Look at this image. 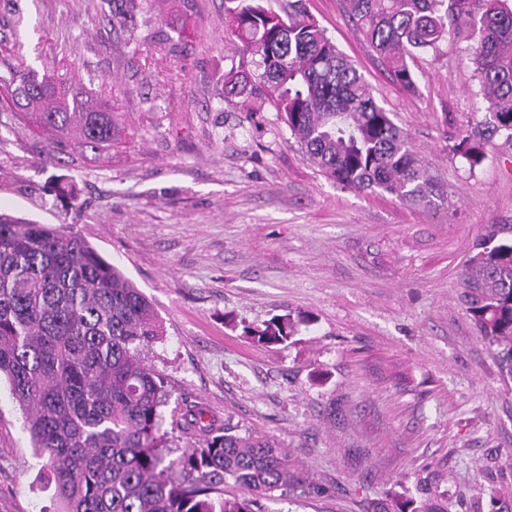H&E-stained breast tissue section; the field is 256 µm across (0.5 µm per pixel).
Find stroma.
I'll list each match as a JSON object with an SVG mask.
<instances>
[{"label":"stroma","mask_w":512,"mask_h":512,"mask_svg":"<svg viewBox=\"0 0 512 512\" xmlns=\"http://www.w3.org/2000/svg\"><path fill=\"white\" fill-rule=\"evenodd\" d=\"M305 8L408 134L444 203L343 188L270 106L225 94L224 0H0V38L39 73L91 85L120 113L111 158L53 155L0 109V208L83 237L120 265L164 330L144 352L170 400L290 448L314 484L263 512H372L402 495L512 512V381L460 302L478 239L512 225V146L453 154L483 117L465 42L416 53L392 83L345 0ZM124 12L127 31L112 27ZM299 321L288 343L244 330ZM22 412L0 385V512H60Z\"/></svg>","instance_id":"35a3bbf8"}]
</instances>
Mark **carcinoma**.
<instances>
[{"label": "carcinoma", "instance_id": "cac0c4a2", "mask_svg": "<svg viewBox=\"0 0 512 512\" xmlns=\"http://www.w3.org/2000/svg\"><path fill=\"white\" fill-rule=\"evenodd\" d=\"M224 0L238 62L224 73L231 96L269 104L306 159L355 191L380 189L415 205L445 200L407 133L374 99L354 63L288 0ZM349 17L391 80L416 88L408 59L454 36L468 42L485 117L454 151L473 168L482 141L512 146V0H345ZM0 99L53 135V150L96 158L123 132L120 115L82 82L54 80L0 46ZM493 229L462 273L461 303L500 371L512 380V239ZM297 324L275 319L245 334L283 344ZM163 336L157 314L122 269L83 238L0 211V378L24 411L61 512H261L259 499L312 482L275 441L183 414L200 438L170 457L162 431L169 392L145 361ZM231 479L243 497H213ZM375 512H448L398 496Z\"/></svg>", "mask_w": 512, "mask_h": 512}]
</instances>
